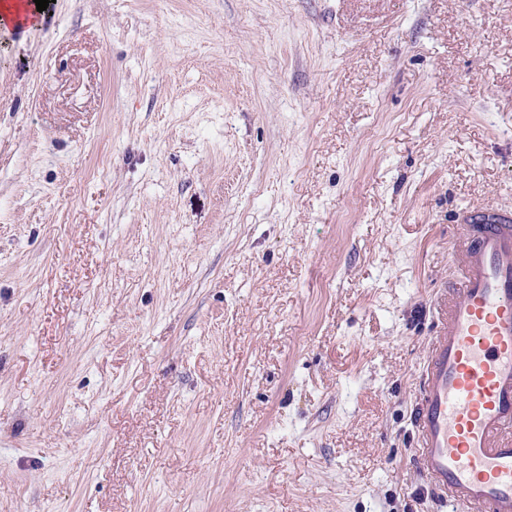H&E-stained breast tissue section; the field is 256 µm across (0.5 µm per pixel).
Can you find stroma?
Returning a JSON list of instances; mask_svg holds the SVG:
<instances>
[{
	"label": "stroma",
	"instance_id": "obj_1",
	"mask_svg": "<svg viewBox=\"0 0 512 512\" xmlns=\"http://www.w3.org/2000/svg\"><path fill=\"white\" fill-rule=\"evenodd\" d=\"M503 209L512 0L0 26V512H441L419 374Z\"/></svg>",
	"mask_w": 512,
	"mask_h": 512
}]
</instances>
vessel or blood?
I'll return each mask as SVG.
<instances>
[{"mask_svg": "<svg viewBox=\"0 0 512 512\" xmlns=\"http://www.w3.org/2000/svg\"><path fill=\"white\" fill-rule=\"evenodd\" d=\"M413 409L415 459L449 512H512V212H466Z\"/></svg>", "mask_w": 512, "mask_h": 512, "instance_id": "vessel-or-blood-1", "label": "vessel or blood"}]
</instances>
